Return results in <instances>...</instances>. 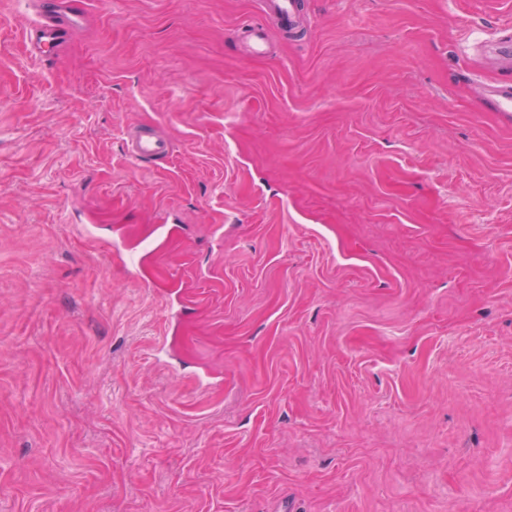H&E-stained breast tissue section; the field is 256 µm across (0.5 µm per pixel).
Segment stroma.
Segmentation results:
<instances>
[{"mask_svg":"<svg viewBox=\"0 0 512 512\" xmlns=\"http://www.w3.org/2000/svg\"><path fill=\"white\" fill-rule=\"evenodd\" d=\"M81 2L0 0V512H512V0ZM56 0H42L38 19L26 32L29 50L32 54L59 51L66 42L71 28L80 20L82 13L73 1L66 11L59 8ZM263 11L270 15L278 27L294 37L298 33L302 15L301 0H263ZM482 97L493 111L512 113V84L488 86ZM128 154L135 162H148L167 154V143L151 129L142 128L130 140Z\"/></svg>","mask_w":512,"mask_h":512,"instance_id":"obj_1","label":"stroma"}]
</instances>
